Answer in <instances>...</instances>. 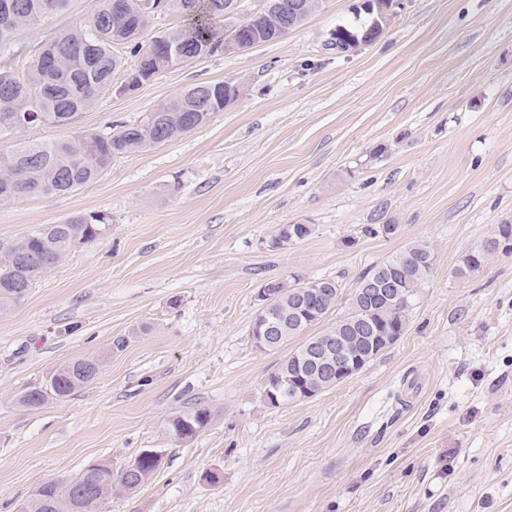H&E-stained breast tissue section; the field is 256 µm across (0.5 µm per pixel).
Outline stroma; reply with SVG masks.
<instances>
[{
    "mask_svg": "<svg viewBox=\"0 0 512 512\" xmlns=\"http://www.w3.org/2000/svg\"><path fill=\"white\" fill-rule=\"evenodd\" d=\"M355 3L324 0L284 39L103 93L74 130L112 134L193 84L244 88L92 183L0 203V249L76 214L111 219L0 304V512L146 449L159 469L101 512H512V252L456 274L512 223V0H403L375 42L335 52L330 33ZM98 5L72 0L22 29L0 67L23 72ZM282 224L312 233L276 249ZM416 241L437 265L399 339L335 387L270 405L281 355L249 335L261 284L335 279L339 317L365 271ZM87 358L99 373L66 401L18 404ZM193 406L209 425L174 440L168 420Z\"/></svg>",
    "mask_w": 512,
    "mask_h": 512,
    "instance_id": "obj_1",
    "label": "stroma"
}]
</instances>
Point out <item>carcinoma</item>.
<instances>
[{
    "instance_id": "cac0c4a2",
    "label": "carcinoma",
    "mask_w": 512,
    "mask_h": 512,
    "mask_svg": "<svg viewBox=\"0 0 512 512\" xmlns=\"http://www.w3.org/2000/svg\"><path fill=\"white\" fill-rule=\"evenodd\" d=\"M23 25H30L52 13L69 8L71 0H16ZM115 0H100L99 8L74 28L56 34L47 42L51 53L59 58V67L47 64V56L34 53L23 74L0 68V138L23 133L31 126L52 124L70 125L69 118L85 110L102 93L112 88L116 73L127 63L114 53V47L129 49V56L137 58L141 42L129 36L126 18L112 8ZM170 11L190 18L187 28L181 30L183 42L180 53L198 57L210 55L219 46L222 32L212 19L224 14V0H171ZM372 16L362 13L348 24L336 26L338 44H347L350 34H362L370 27ZM19 32V25L0 18V53L11 52ZM214 112L184 89L175 98L148 113L140 122L126 125L110 136L78 132L48 141L18 140L7 152H0V203L22 196H50L77 189L96 180L118 156L144 151L172 141L179 136L206 125ZM108 225L91 214H80L62 224H42L16 239L10 249L33 258L32 265L18 270L0 263V298L20 300L27 289L19 282H33L35 278L55 266L70 250L72 241H90L105 235ZM312 233L308 224H283L271 237V247L286 248ZM512 234V224H499L483 239L479 247L461 260L458 274L479 270L488 260L501 252L499 244ZM436 265V255L430 245L413 242L387 257L365 272L357 288L351 293L346 313L327 325L320 333L304 337L288 351L268 375L271 381L307 365L310 349L329 338L349 337L350 355L367 364L385 347H370L351 334L356 323L368 321L381 331L388 327L404 329L407 311L421 296ZM384 275L399 280L402 302L368 310L363 305L362 289L371 288ZM313 290L317 299L316 316L307 320L292 312L296 294ZM341 288L333 278H320L304 283L296 278L279 279L276 297L270 307L258 313L251 328L256 336V325L264 319L280 324L278 338L265 352L282 349L307 328L325 320L334 310ZM95 376L78 362H70L49 372L41 381L40 390L22 392L20 405L38 409L50 401H64L76 389L93 381ZM210 423L207 408L196 406L168 420V434L176 440L191 439ZM162 456L139 455L134 462L115 473L108 468L89 466L66 480H49L39 487L22 508L26 512H77L82 499L91 495L92 502L85 512H98L102 503L114 494H131L140 488L160 467Z\"/></svg>"
}]
</instances>
